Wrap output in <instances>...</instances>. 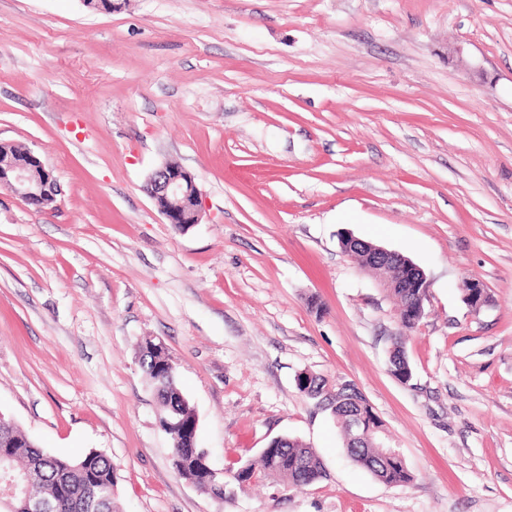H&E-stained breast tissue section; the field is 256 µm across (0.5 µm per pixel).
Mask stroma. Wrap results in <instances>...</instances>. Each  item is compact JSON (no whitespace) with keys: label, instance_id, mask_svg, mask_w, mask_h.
<instances>
[{"label":"stroma","instance_id":"35a3bbf8","mask_svg":"<svg viewBox=\"0 0 512 512\" xmlns=\"http://www.w3.org/2000/svg\"><path fill=\"white\" fill-rule=\"evenodd\" d=\"M1 143L59 192L0 189V413L48 453L108 456L119 512H512V0H0ZM167 163L200 223L146 195ZM344 232L426 275L409 382ZM147 337L223 501L172 467ZM305 371L360 388L410 484L347 456ZM280 436L326 478L241 484ZM144 189L168 223H200L202 192L195 177L186 170L164 164L150 174Z\"/></svg>","mask_w":512,"mask_h":512}]
</instances>
